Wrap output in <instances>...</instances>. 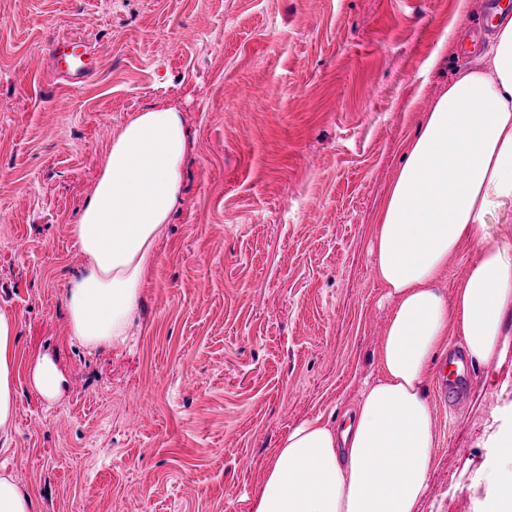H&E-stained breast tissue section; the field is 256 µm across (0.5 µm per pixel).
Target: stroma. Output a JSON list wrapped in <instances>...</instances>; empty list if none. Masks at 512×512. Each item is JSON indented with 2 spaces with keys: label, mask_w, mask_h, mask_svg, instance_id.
<instances>
[{
  "label": "stroma",
  "mask_w": 512,
  "mask_h": 512,
  "mask_svg": "<svg viewBox=\"0 0 512 512\" xmlns=\"http://www.w3.org/2000/svg\"><path fill=\"white\" fill-rule=\"evenodd\" d=\"M0 0V307L18 325L0 473L37 512H250L281 437L351 411L390 303L369 246L402 143L471 66L490 0ZM89 44L100 75L53 87L47 51ZM190 136L128 348L67 341L71 233L112 138L154 105ZM68 378L47 401L27 365ZM428 398L436 444L417 512H475L506 352L465 404Z\"/></svg>",
  "instance_id": "obj_1"
}]
</instances>
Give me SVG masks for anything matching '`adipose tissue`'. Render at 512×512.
I'll return each mask as SVG.
<instances>
[{
    "instance_id": "obj_1",
    "label": "adipose tissue",
    "mask_w": 512,
    "mask_h": 512,
    "mask_svg": "<svg viewBox=\"0 0 512 512\" xmlns=\"http://www.w3.org/2000/svg\"><path fill=\"white\" fill-rule=\"evenodd\" d=\"M487 48L462 70L409 139L377 217L370 253L391 300L378 351L342 424L305 419L281 438L252 512H415L435 443L429 368L460 337L468 358L503 355L512 322V245L488 218L512 204V5L498 0ZM189 150L182 113H134L112 140L101 173L71 228L85 263L65 297L68 342L87 354L124 347L155 247L181 193ZM479 249L454 292L441 277L466 246ZM16 320L0 308V441L15 419ZM479 512H512V405L486 436Z\"/></svg>"
}]
</instances>
